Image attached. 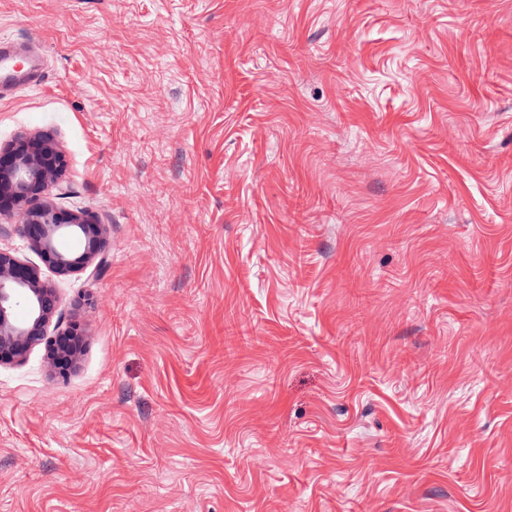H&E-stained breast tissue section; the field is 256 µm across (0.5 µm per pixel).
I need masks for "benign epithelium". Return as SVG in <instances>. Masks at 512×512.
I'll list each match as a JSON object with an SVG mask.
<instances>
[{"label": "benign epithelium", "mask_w": 512, "mask_h": 512, "mask_svg": "<svg viewBox=\"0 0 512 512\" xmlns=\"http://www.w3.org/2000/svg\"><path fill=\"white\" fill-rule=\"evenodd\" d=\"M65 154L53 139L25 134L0 148V218L15 217L31 246L60 276L86 271L103 251L99 224L87 212H68L56 207L48 196L62 178ZM66 236L83 239V250L74 254L61 246ZM26 304V318L15 310ZM59 297L38 268L0 250V364L19 363L42 346L51 370L59 377L71 374L85 344L83 329L76 322L50 333Z\"/></svg>", "instance_id": "7a95c632"}]
</instances>
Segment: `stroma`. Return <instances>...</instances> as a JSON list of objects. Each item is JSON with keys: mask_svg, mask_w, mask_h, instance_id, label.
I'll return each instance as SVG.
<instances>
[{"mask_svg": "<svg viewBox=\"0 0 512 512\" xmlns=\"http://www.w3.org/2000/svg\"><path fill=\"white\" fill-rule=\"evenodd\" d=\"M86 346L0 364V512H512V0H0Z\"/></svg>", "mask_w": 512, "mask_h": 512, "instance_id": "obj_1", "label": "stroma"}]
</instances>
